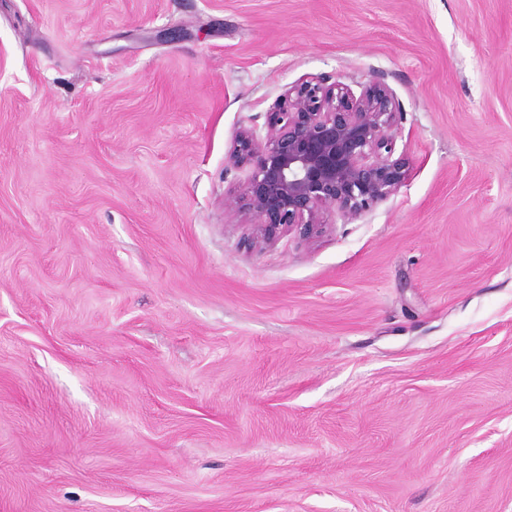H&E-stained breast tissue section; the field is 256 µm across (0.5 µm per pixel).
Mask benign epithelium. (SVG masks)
Here are the masks:
<instances>
[{"mask_svg":"<svg viewBox=\"0 0 512 512\" xmlns=\"http://www.w3.org/2000/svg\"><path fill=\"white\" fill-rule=\"evenodd\" d=\"M401 116L379 79L355 89L325 77L293 83L273 102L264 133L243 126L234 135L227 164L249 175L224 198V211L251 214L266 239L283 228L310 236L338 219L351 223L405 183Z\"/></svg>","mask_w":512,"mask_h":512,"instance_id":"obj_1","label":"benign epithelium"}]
</instances>
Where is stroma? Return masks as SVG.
Wrapping results in <instances>:
<instances>
[{
  "instance_id": "stroma-1",
  "label": "stroma",
  "mask_w": 512,
  "mask_h": 512,
  "mask_svg": "<svg viewBox=\"0 0 512 512\" xmlns=\"http://www.w3.org/2000/svg\"><path fill=\"white\" fill-rule=\"evenodd\" d=\"M311 76L408 179L260 244ZM0 512H512V0H0Z\"/></svg>"
}]
</instances>
